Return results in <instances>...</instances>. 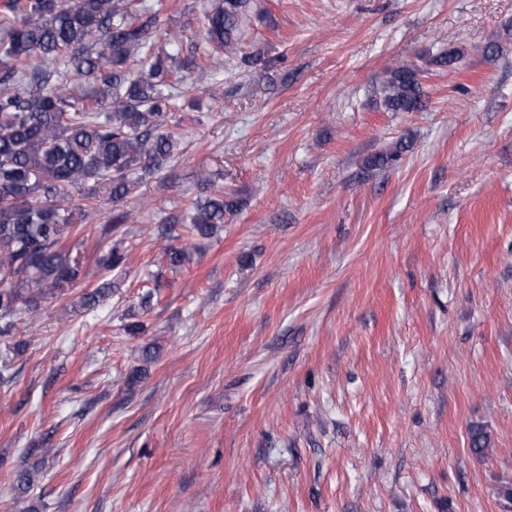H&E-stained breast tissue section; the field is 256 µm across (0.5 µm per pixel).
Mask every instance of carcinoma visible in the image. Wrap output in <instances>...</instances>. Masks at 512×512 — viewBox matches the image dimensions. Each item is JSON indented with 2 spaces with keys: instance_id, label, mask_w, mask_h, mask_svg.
<instances>
[{
  "instance_id": "1",
  "label": "carcinoma",
  "mask_w": 512,
  "mask_h": 512,
  "mask_svg": "<svg viewBox=\"0 0 512 512\" xmlns=\"http://www.w3.org/2000/svg\"><path fill=\"white\" fill-rule=\"evenodd\" d=\"M248 5L218 0L205 16L204 55L233 45ZM155 34L174 42L129 0H7L0 12V334L77 281L80 265L60 242L92 209L97 189L124 202L138 175L160 170L178 146L165 123L179 79L166 77L185 65L152 55ZM382 94L390 112L426 107L410 65L391 72ZM228 206L222 196L195 205L185 230L210 237ZM125 260L117 239L99 264L112 271ZM111 295L103 283L80 307ZM469 442L481 457L490 438L474 428Z\"/></svg>"
}]
</instances>
